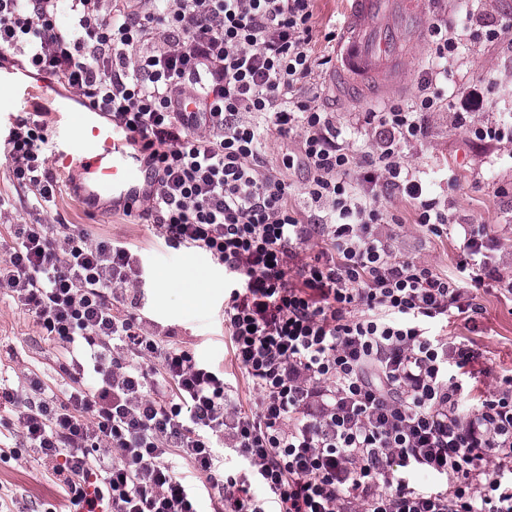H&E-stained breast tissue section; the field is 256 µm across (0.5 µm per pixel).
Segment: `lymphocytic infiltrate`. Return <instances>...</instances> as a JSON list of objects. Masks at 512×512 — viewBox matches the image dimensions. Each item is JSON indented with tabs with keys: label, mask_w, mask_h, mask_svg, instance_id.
I'll use <instances>...</instances> for the list:
<instances>
[{
	"label": "lymphocytic infiltrate",
	"mask_w": 512,
	"mask_h": 512,
	"mask_svg": "<svg viewBox=\"0 0 512 512\" xmlns=\"http://www.w3.org/2000/svg\"><path fill=\"white\" fill-rule=\"evenodd\" d=\"M314 2L0 0V50L119 129L155 170L145 213L166 242L223 266L224 330L258 395L244 410L211 366L120 313L115 291L145 275L126 242L13 225L0 293L60 346L69 382L59 397L34 379L28 395L0 398L31 448L56 461L74 507L198 512L182 459L222 491L224 512L269 502L277 512H512V377L461 412L476 353L442 333L450 318L481 313L478 291L502 281L486 243L461 225L463 281L398 256L378 231L386 189L447 234V213L403 176L402 148L425 137L429 113L449 106L461 118L483 95L421 89L410 106L376 113L380 149L355 154L307 95L336 66L335 53L310 47ZM43 130L21 119L6 140L14 178L40 206L58 191ZM299 131L300 151L283 164L308 173L311 221L264 161V140ZM357 168L360 193L347 180ZM316 238L319 254L299 262ZM228 452L242 468L220 481ZM418 474L437 488H413Z\"/></svg>",
	"instance_id": "f902f5d3"
}]
</instances>
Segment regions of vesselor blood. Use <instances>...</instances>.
Instances as JSON below:
<instances>
[{"instance_id":"1","label":"vessel or blood","mask_w":512,"mask_h":512,"mask_svg":"<svg viewBox=\"0 0 512 512\" xmlns=\"http://www.w3.org/2000/svg\"><path fill=\"white\" fill-rule=\"evenodd\" d=\"M428 0H352L345 36L337 47L340 65L329 88L349 101L360 94L396 96L407 89V50L420 35ZM55 153L79 174L78 193L87 207L111 203L135 212L158 184L140 153L133 151L98 113H84L78 128H64Z\"/></svg>"}]
</instances>
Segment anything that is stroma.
Instances as JSON below:
<instances>
[{
  "label": "stroma",
  "mask_w": 512,
  "mask_h": 512,
  "mask_svg": "<svg viewBox=\"0 0 512 512\" xmlns=\"http://www.w3.org/2000/svg\"><path fill=\"white\" fill-rule=\"evenodd\" d=\"M512 19V0H430L422 21L425 29L407 68L408 91L392 97V104L407 105L416 97L428 68L435 66L434 48L426 32L432 22L454 25L463 41L448 58L444 75L436 83L445 92H459L478 84L483 88L482 106L459 125L453 110L445 108L428 116L425 140L403 149L402 163L426 194L437 199L452 224H471L490 238V254L503 279L512 280V140H480L474 131L512 118V44L490 41L488 25ZM22 87L18 97H0V260L14 224H70L91 239L114 238L126 243L147 267L141 286L139 314L158 326L174 330V339L197 359L223 367L237 388L244 409H255L258 396L243 372L233 364L220 319L224 307V271L196 250L167 246L150 220L139 213H120L105 204L86 208L67 183V175L55 172L61 187L46 209L33 206V195L18 185L13 162L3 148L11 123L44 113L48 124L46 152H53L58 117L56 102H68L67 121L78 125L81 105L73 93L52 77L12 70ZM327 73L315 77L318 96L313 104L333 113L344 142L355 153L378 149L381 136L369 125L371 106L341 104L327 94ZM378 204L385 214L380 230L393 236L399 256L456 274L462 244L456 233L438 237L417 224L416 212L399 196L382 195ZM482 315L468 321L452 319L448 332L480 354L473 366L474 392L461 402L464 411L475 409L484 392L493 390L501 377L512 376V294L499 288L481 290ZM60 389L66 376L59 346L42 336L33 317L0 294V383L26 390L30 378ZM0 444L9 454L0 456V512H64L67 500L51 462L31 454L20 432L17 415L0 407Z\"/></svg>",
  "instance_id": "1"
}]
</instances>
